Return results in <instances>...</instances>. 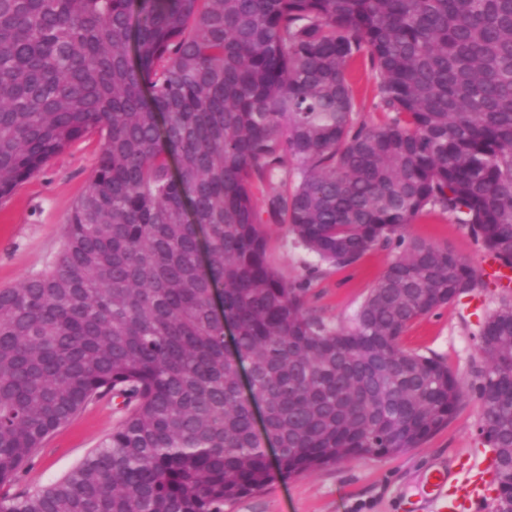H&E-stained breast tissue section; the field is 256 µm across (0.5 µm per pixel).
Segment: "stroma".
<instances>
[{
    "mask_svg": "<svg viewBox=\"0 0 512 512\" xmlns=\"http://www.w3.org/2000/svg\"><path fill=\"white\" fill-rule=\"evenodd\" d=\"M359 121L379 123L372 109L374 78L367 59L350 66ZM100 143L82 140L64 149L9 198L0 201V288H12L42 271L58 255L64 226L74 202L86 191ZM273 265L292 283L308 282L307 307L325 322L340 325L375 287L395 255L390 246L367 251L347 267L318 265L295 245L287 225L266 226ZM410 238L448 247L481 271L487 254L475 238L438 209L426 210L406 229ZM505 291L483 276L480 286L414 321L402 338L411 351L443 360L460 379L466 396L448 425L419 447L374 459H347L291 476H275L262 492L242 497L224 512H401L405 498L421 491L432 467L448 471L459 493L469 492L493 451L479 433L480 405L473 389L478 333ZM111 398L89 404L44 442L13 487L24 494L55 482L79 466L123 420ZM469 461L470 472L459 470Z\"/></svg>",
    "mask_w": 512,
    "mask_h": 512,
    "instance_id": "1",
    "label": "stroma"
}]
</instances>
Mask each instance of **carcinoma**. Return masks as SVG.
<instances>
[{"label":"carcinoma","instance_id":"obj_1","mask_svg":"<svg viewBox=\"0 0 512 512\" xmlns=\"http://www.w3.org/2000/svg\"><path fill=\"white\" fill-rule=\"evenodd\" d=\"M360 57L378 124L356 118ZM92 136L56 259L0 288V512H224L264 491L244 359L281 475L402 453L448 424L460 382L401 337L480 281L405 232L438 208L512 268V0H0V198ZM265 212L333 267L398 252L333 326L270 262ZM477 351L494 512H512L511 298ZM109 394L127 415L100 448L9 494Z\"/></svg>","mask_w":512,"mask_h":512}]
</instances>
